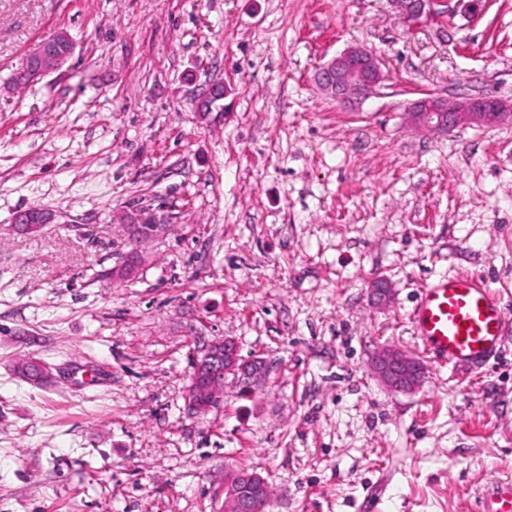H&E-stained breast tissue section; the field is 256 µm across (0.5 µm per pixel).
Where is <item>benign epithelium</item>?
Returning a JSON list of instances; mask_svg holds the SVG:
<instances>
[{
  "label": "benign epithelium",
  "instance_id": "1",
  "mask_svg": "<svg viewBox=\"0 0 512 512\" xmlns=\"http://www.w3.org/2000/svg\"><path fill=\"white\" fill-rule=\"evenodd\" d=\"M402 13L413 17L420 15L426 0H392ZM69 40L63 33L46 39L37 53L29 58L14 82L29 84L62 68L73 51L59 52L55 44ZM316 84L339 106L353 109L363 103L382 82V71L377 56L361 47H349L332 57L319 68ZM227 88L223 79H215L196 97L195 108L201 110L200 118L212 116L202 111L225 99ZM406 114L410 125L417 129L447 131L461 126L493 127L507 118L512 119V105L498 98H466L449 101L428 95L408 104ZM55 221V214L40 208L15 214L13 223L26 232H36L43 225ZM125 229L129 239L138 243L160 236L167 227V216L149 209L133 208L125 215ZM142 267V256L135 247L112 265L110 280L121 284L134 279ZM372 369L385 387L411 393L416 391L424 378L419 362L406 352L392 347H378L372 358ZM24 374L44 381L51 377L50 369L39 361H29ZM271 373L268 359L241 355L237 342L231 338H218L208 342L192 363V372L186 387V402L192 413L205 415L217 408L222 401L224 384L231 382L243 391H251L266 381ZM269 483L259 472L247 468L234 469L224 475V512H250L247 505L257 507L266 502Z\"/></svg>",
  "mask_w": 512,
  "mask_h": 512
}]
</instances>
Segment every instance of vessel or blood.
<instances>
[{
  "instance_id": "obj_1",
  "label": "vessel or blood",
  "mask_w": 512,
  "mask_h": 512,
  "mask_svg": "<svg viewBox=\"0 0 512 512\" xmlns=\"http://www.w3.org/2000/svg\"><path fill=\"white\" fill-rule=\"evenodd\" d=\"M432 363L479 368L501 350L505 312L486 279L457 274L421 289L412 311ZM478 512H512V481L491 485Z\"/></svg>"
}]
</instances>
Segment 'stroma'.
Wrapping results in <instances>:
<instances>
[{
    "label": "stroma",
    "instance_id": "35a3bbf8",
    "mask_svg": "<svg viewBox=\"0 0 512 512\" xmlns=\"http://www.w3.org/2000/svg\"><path fill=\"white\" fill-rule=\"evenodd\" d=\"M59 33L69 61L10 88ZM356 45L384 79L349 110L314 75ZM428 94L512 102V0H0V512H222L231 467L267 477V512H477L512 478V123L414 129ZM33 206L54 223L15 230ZM134 207L170 228L112 286ZM453 274L505 308L481 369L434 365L410 318ZM224 336L272 372L194 417L192 359ZM383 344L416 392L372 376ZM222 88L224 89L223 94L221 93ZM227 88L228 86L222 78L213 80L208 84L207 88L196 97L194 101L196 110L204 107L212 108L217 101H221L220 103L222 104L223 99L228 95ZM372 369L382 385L400 392L416 391L424 378L419 362L392 346H380L375 350Z\"/></svg>",
    "mask_w": 512,
    "mask_h": 512
}]
</instances>
